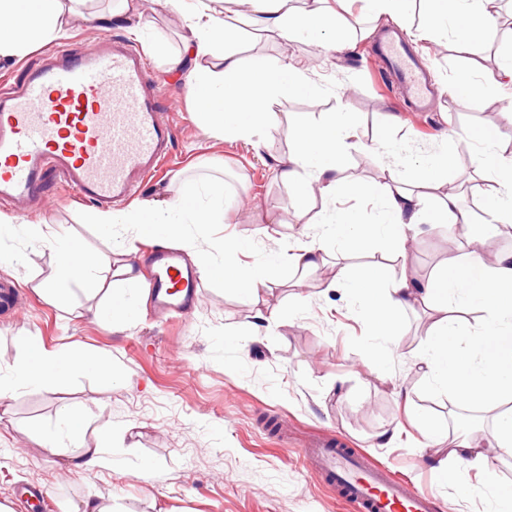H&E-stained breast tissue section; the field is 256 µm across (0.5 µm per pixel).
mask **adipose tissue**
<instances>
[{
	"label": "adipose tissue",
	"instance_id": "ef3b65f1",
	"mask_svg": "<svg viewBox=\"0 0 512 512\" xmlns=\"http://www.w3.org/2000/svg\"><path fill=\"white\" fill-rule=\"evenodd\" d=\"M244 0H224L220 8L205 0H189L181 11L189 34L171 65L183 75L194 96L205 97L201 109L202 127L208 132L230 133L248 142L254 150L264 146V130L272 114L268 101L276 95L308 87V63L284 58L270 65L259 58L244 59L237 53L218 54L214 46L233 40L241 20L253 28L282 37L293 34L307 39H325L341 32L339 15L329 0H270L264 8L243 16ZM427 20L408 30L417 44L433 39L441 19H454L458 26L455 39L458 51L471 60L485 52V34L497 0H429ZM71 8L66 0H0V58L25 53L32 45L48 43L66 36ZM495 87L499 99L512 98V60L501 65L494 82L471 75L453 83L455 94L474 104L487 100L488 87ZM343 113L337 112L320 125H297L296 146L285 158L274 161L279 181L296 189L299 199L319 197L325 200L366 193L364 184L350 181L336 161L338 153L356 138ZM451 140L477 142L475 190L479 203L495 205L494 220L501 229L512 228V155L497 152L489 135L454 129ZM375 153L385 158L389 181L382 197L386 228L375 224H337L322 217L323 229L307 233L304 243L290 249L285 260L292 270L316 272L335 264L333 282L357 288L366 296L362 312L377 338L389 341L400 332L398 313L414 302L429 299L442 306L443 313L432 331L433 337L423 355L424 381L434 392L447 393L450 402L476 400L494 406L512 400V252H498L491 234L471 230V213L459 204V196L448 180L446 156L406 157L400 149L377 137ZM164 225L169 238H183L186 224H220L224 221V191L215 181L193 186L184 195L169 201L153 197L141 200L136 210L101 209L90 220L103 227L141 224L145 219ZM430 229L447 226V243L455 254L443 272L420 280L407 259L415 242L418 225ZM29 233L42 239L57 258L55 275L43 281V295L59 302L67 294L65 285L74 275H83L87 288L99 301L94 314L104 311L102 302L113 297L118 284H138L143 276L134 262L144 233L124 238L112 251L106 267L96 261L76 266L79 249L59 242L49 225L32 224ZM340 235L341 248L329 254L326 240ZM378 242L381 251L399 258V273L384 266L357 269L347 265V257L370 242ZM232 287L256 300L275 293L283 284L281 269L233 266L228 277ZM473 307L482 314L477 332H460L456 316L446 313L447 305ZM111 362L102 356L78 348L69 350L37 349L34 357L12 367L0 377V398L29 386L60 381L78 372L108 373ZM512 453V414H499L490 433L461 441L442 470L452 480L476 473L480 490L487 493L486 512H512V490L499 487L495 451Z\"/></svg>",
	"mask_w": 512,
	"mask_h": 512
}]
</instances>
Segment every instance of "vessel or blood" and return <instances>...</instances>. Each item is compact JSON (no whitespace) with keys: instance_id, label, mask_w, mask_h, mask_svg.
Segmentation results:
<instances>
[{"instance_id":"1","label":"vessel or blood","mask_w":512,"mask_h":512,"mask_svg":"<svg viewBox=\"0 0 512 512\" xmlns=\"http://www.w3.org/2000/svg\"><path fill=\"white\" fill-rule=\"evenodd\" d=\"M376 57L417 111L429 110L435 88L399 36L383 35ZM136 49L103 34L79 52L60 51L28 70L0 96V201L32 202L57 172L85 203L132 197L166 164L174 128L160 93L147 90ZM149 288L169 309L188 308L196 293L192 269L177 253L154 255ZM309 473L332 481L352 512H438L433 495L368 460L357 449L325 442L302 449Z\"/></svg>"}]
</instances>
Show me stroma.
<instances>
[{
	"mask_svg": "<svg viewBox=\"0 0 512 512\" xmlns=\"http://www.w3.org/2000/svg\"><path fill=\"white\" fill-rule=\"evenodd\" d=\"M111 8V0H79L59 46L78 51L108 32L144 52L149 82L163 90L162 105L176 131L169 162L140 197L168 200L186 185L207 180L224 186L225 225L183 228L197 250H211L227 235L238 247L237 262L263 266L301 240L293 189L271 170L273 159L294 147L299 121L316 125L342 110L355 124L360 143L343 153L341 165L349 179L368 183L370 194L332 203L315 199L311 211L329 207L371 224L383 221L378 200L388 177L382 157L364 145L380 133L414 152H453L448 178L460 186L465 208L475 205L470 187L477 148L451 145L449 129L491 132L495 148L512 153V119L504 103L474 105L448 91L471 68L454 49L452 26L439 27L433 43L417 50L439 90L428 112L408 111L372 59L373 24L360 8L345 17L349 44L343 49L329 40L320 44L243 27L234 44L241 57L303 59L317 87L312 95L291 93L271 102L274 119L258 154L243 141L199 126L196 100L169 68L186 34L180 13L159 8L155 0H136L139 27L132 34L110 18ZM94 209L53 179L39 203H0L1 214L22 217L0 236V252L21 258L0 264V282L18 289L14 307L0 309V371L26 357L19 340L25 333L48 349L78 346L111 357L118 372L114 379L79 373L0 402L1 506L9 512H77L93 497L115 512H348L335 486L312 477L300 455L310 442L342 440L432 492L450 512H483L477 477L449 482L440 462L448 441L490 429L494 421L475 408L452 410L446 394L426 390L416 364L429 342V311L405 309L396 344L374 341L358 314L357 296L332 284L327 269L311 274L305 287H284L256 302L213 276L199 281L194 307L182 319L157 313L150 295L127 287L117 295L127 318L96 317L87 310L81 279L70 281L64 306L39 293L38 283L54 270V256L25 230L29 224L52 225L60 238L105 259L116 232L86 223ZM268 212L278 220L271 239L262 224ZM451 256L428 231L410 253L425 278ZM65 404L82 411L85 441H96L100 423L110 421L109 467L75 473L69 468L75 443L53 451L42 447V432L55 426ZM429 421L439 427L441 444L423 445L421 431ZM394 426L398 438L381 441L380 433Z\"/></svg>",
	"mask_w": 512,
	"mask_h": 512,
	"instance_id": "stroma-1",
	"label": "stroma"
}]
</instances>
